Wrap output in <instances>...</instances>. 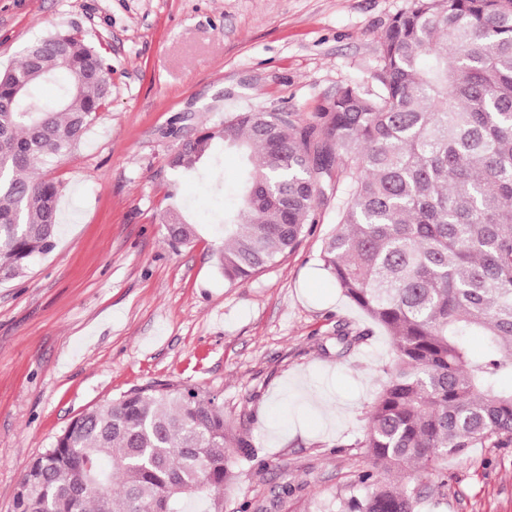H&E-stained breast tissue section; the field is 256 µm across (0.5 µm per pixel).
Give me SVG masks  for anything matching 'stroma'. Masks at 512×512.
Masks as SVG:
<instances>
[{
    "label": "stroma",
    "mask_w": 512,
    "mask_h": 512,
    "mask_svg": "<svg viewBox=\"0 0 512 512\" xmlns=\"http://www.w3.org/2000/svg\"><path fill=\"white\" fill-rule=\"evenodd\" d=\"M410 0H0V69L54 31L78 32L112 65V96L82 141L45 168L61 187L55 247L0 283V512L29 460L80 413L156 380L217 395L254 455L224 512H334L372 463L357 448L390 358L379 328L321 269L336 227L322 211L298 248L248 282L225 284L212 213L237 204L177 171L187 135L250 109L314 122L350 82L375 89L379 39ZM197 226L168 246L165 215ZM366 337L340 351L337 327ZM418 512H512V447L419 475Z\"/></svg>",
    "instance_id": "35a3bbf8"
}]
</instances>
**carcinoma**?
I'll return each instance as SVG.
<instances>
[{"instance_id":"obj_1","label":"carcinoma","mask_w":512,"mask_h":512,"mask_svg":"<svg viewBox=\"0 0 512 512\" xmlns=\"http://www.w3.org/2000/svg\"><path fill=\"white\" fill-rule=\"evenodd\" d=\"M377 90L347 84L315 124L241 112L183 141L174 170L241 158L240 205L214 259L230 286L297 248L345 177L319 260L389 338L384 382L355 447L387 471L441 478L448 457L512 445V0H411L380 37ZM112 95V66L56 32L0 71V281L55 246L60 186L34 169L77 146ZM167 243L196 225L166 217ZM482 336L484 351L468 338ZM244 432L217 398L167 380L75 418L34 456L12 512H224ZM340 512H417L419 487L358 475Z\"/></svg>"}]
</instances>
